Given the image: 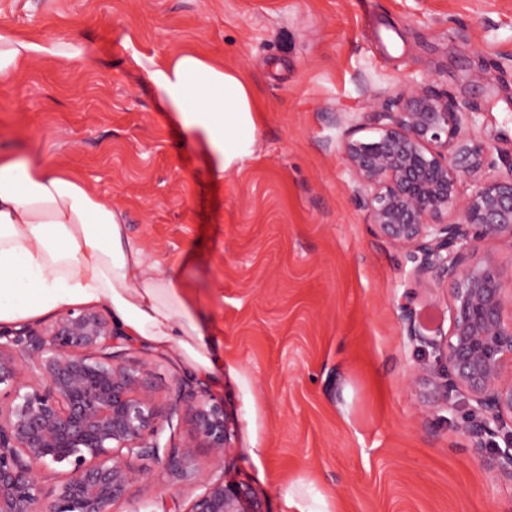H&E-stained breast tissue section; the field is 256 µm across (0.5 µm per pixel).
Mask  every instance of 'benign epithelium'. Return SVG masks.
<instances>
[{"label": "benign epithelium", "instance_id": "7a95c632", "mask_svg": "<svg viewBox=\"0 0 512 512\" xmlns=\"http://www.w3.org/2000/svg\"><path fill=\"white\" fill-rule=\"evenodd\" d=\"M478 116L417 84L366 115L377 136L350 129L341 153L377 232L407 251L414 277L448 288L450 326L440 339L424 333L405 295L407 335L446 365L444 374L420 366L412 376L443 405L454 391L466 396L471 448L495 449L496 471L512 480V289L502 286L497 256L476 257L486 239L512 255V161L498 171L488 143L465 133ZM462 177L472 178L465 198ZM138 352L96 307L0 329V512H120L151 492L139 461L160 457L182 480L209 471L180 512H267L263 495L223 468L236 436L224 405L180 379L164 398ZM176 417L187 435L161 443ZM53 465L65 471L48 494L42 482Z\"/></svg>", "mask_w": 512, "mask_h": 512}]
</instances>
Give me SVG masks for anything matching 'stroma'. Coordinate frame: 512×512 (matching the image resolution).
<instances>
[{"label": "stroma", "instance_id": "1", "mask_svg": "<svg viewBox=\"0 0 512 512\" xmlns=\"http://www.w3.org/2000/svg\"><path fill=\"white\" fill-rule=\"evenodd\" d=\"M1 29L85 48L0 81V155L64 168L148 254L186 256L196 308L224 321L211 339L224 381L206 390L237 425L231 471L268 512H512V481L470 447L463 397L434 407L409 376L433 358L402 297L444 334L447 289L416 281L369 223L339 150L421 83L473 105L475 134L512 149V0H0ZM185 51L240 74L262 106L257 152L219 182L211 215L202 157L131 64ZM142 466L154 492L134 512L200 491Z\"/></svg>", "mask_w": 512, "mask_h": 512}]
</instances>
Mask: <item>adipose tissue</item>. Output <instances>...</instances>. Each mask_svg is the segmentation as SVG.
<instances>
[{
    "instance_id": "1",
    "label": "adipose tissue",
    "mask_w": 512,
    "mask_h": 512,
    "mask_svg": "<svg viewBox=\"0 0 512 512\" xmlns=\"http://www.w3.org/2000/svg\"><path fill=\"white\" fill-rule=\"evenodd\" d=\"M82 46L0 31V79L34 58L82 60ZM213 177L255 154L259 105L236 72L185 52L137 59ZM182 258L153 259L131 237L124 213L58 167L0 156V326L76 305L108 308L129 337L176 352L204 375L220 371L204 341L214 316L194 310Z\"/></svg>"
}]
</instances>
